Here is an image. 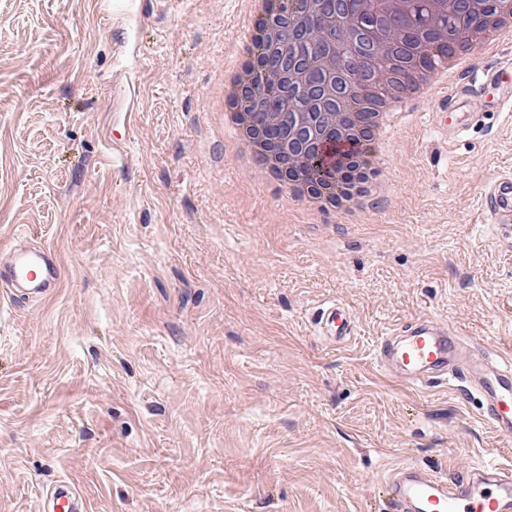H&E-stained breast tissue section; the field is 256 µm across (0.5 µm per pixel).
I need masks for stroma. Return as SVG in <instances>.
<instances>
[{"label": "stroma", "mask_w": 512, "mask_h": 512, "mask_svg": "<svg viewBox=\"0 0 512 512\" xmlns=\"http://www.w3.org/2000/svg\"><path fill=\"white\" fill-rule=\"evenodd\" d=\"M248 0H0V261L15 235L65 280L0 309V512L66 481L92 512H389L401 462L512 463L477 399L382 375L421 314L512 355V237L480 194L512 173V115L461 138L394 128L390 194L301 223L234 162L212 110ZM136 81L139 115L112 154ZM350 313L321 340L326 302ZM318 311L319 333L327 340L342 342L354 334L349 312L343 305L332 302Z\"/></svg>", "instance_id": "stroma-1"}]
</instances>
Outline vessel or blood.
<instances>
[{"label":"vessel or blood","instance_id":"vessel-or-blood-1","mask_svg":"<svg viewBox=\"0 0 512 512\" xmlns=\"http://www.w3.org/2000/svg\"><path fill=\"white\" fill-rule=\"evenodd\" d=\"M497 92V105L512 104V71L494 63L469 69L437 102L439 112H453L454 121L444 123L448 138L474 123L472 99L484 87ZM485 223L512 231V173L496 175L481 195ZM0 280L9 285L8 303L45 300L63 281V272L50 249L16 244L9 260L0 265ZM321 336L332 342L347 340L354 333L348 310L330 303L318 312ZM463 339L447 323L422 315L401 325L378 341L376 357L381 370L397 383L414 388L444 380L449 391L476 397L480 416L499 436L512 437V360L488 362L465 358ZM386 494L396 512H512V468L492 460L470 466L463 475H432L424 469L401 465L385 483ZM46 512H89L83 497L67 484L54 485L45 494Z\"/></svg>","mask_w":512,"mask_h":512}]
</instances>
